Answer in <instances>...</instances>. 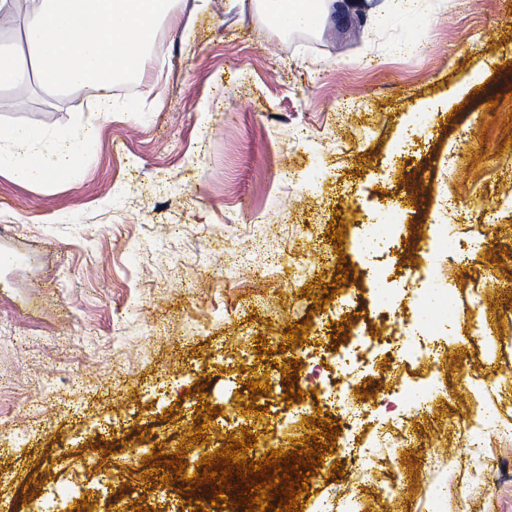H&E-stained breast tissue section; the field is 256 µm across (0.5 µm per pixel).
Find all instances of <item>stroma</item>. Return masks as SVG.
I'll return each mask as SVG.
<instances>
[{
  "label": "stroma",
  "instance_id": "1",
  "mask_svg": "<svg viewBox=\"0 0 512 512\" xmlns=\"http://www.w3.org/2000/svg\"><path fill=\"white\" fill-rule=\"evenodd\" d=\"M176 10L189 24H158L143 75L113 85L109 113L92 111L89 90L0 92V130L36 128L35 152L99 130L74 177L0 174V252L15 257L0 266V507L32 512L38 495L45 512H195L166 483L175 457L197 468L215 440L245 432L290 459L306 436L324 445L323 420L343 429L342 411L308 392L334 375L347 321L336 308L354 279V314L376 295L422 329L442 294L457 314L432 337L436 354L348 393L360 439L445 425L431 454L374 455L403 481L389 496L359 489L364 512H512V438L476 423L481 400L512 420V0L305 28L271 22L256 0ZM443 194L469 260L439 247L445 274L419 301L403 275L426 264ZM369 223L397 237L385 262L353 249ZM489 340L499 380L479 394L467 376ZM405 374L433 380L430 417L417 389L400 393ZM150 439L159 456L141 460ZM328 455L340 473L316 468L304 512L342 493L354 466L341 447ZM445 484L449 498L418 508Z\"/></svg>",
  "mask_w": 512,
  "mask_h": 512
}]
</instances>
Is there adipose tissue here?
Wrapping results in <instances>:
<instances>
[{"mask_svg": "<svg viewBox=\"0 0 512 512\" xmlns=\"http://www.w3.org/2000/svg\"><path fill=\"white\" fill-rule=\"evenodd\" d=\"M176 0H0V17L14 22L15 36L0 41V90L32 84L54 91H95L94 109L112 110V86L139 73L155 25L175 16ZM366 11L419 13L426 0H262L275 17L307 26L342 4ZM32 129H12L0 145V172L48 185L72 175L76 156L67 139L45 154H32Z\"/></svg>", "mask_w": 512, "mask_h": 512, "instance_id": "obj_1", "label": "adipose tissue"}]
</instances>
